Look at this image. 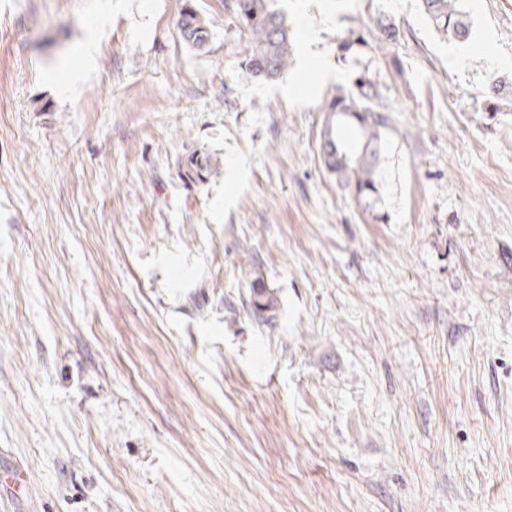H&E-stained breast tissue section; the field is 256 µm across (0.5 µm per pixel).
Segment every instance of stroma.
I'll use <instances>...</instances> for the list:
<instances>
[{"mask_svg": "<svg viewBox=\"0 0 512 512\" xmlns=\"http://www.w3.org/2000/svg\"><path fill=\"white\" fill-rule=\"evenodd\" d=\"M461 6L276 0L260 82L224 0H0V512H512V0ZM361 73L369 200L319 153ZM177 25L183 40L194 49L204 50L209 44L210 27L190 1L183 7ZM459 0H422L426 17L442 34L460 42L469 37V29L463 20L462 11L456 4ZM179 167L184 171L189 181L205 182L211 174L212 165L210 159L203 153L194 152L179 162Z\"/></svg>", "mask_w": 512, "mask_h": 512, "instance_id": "obj_1", "label": "stroma"}]
</instances>
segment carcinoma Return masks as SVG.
<instances>
[{
  "instance_id": "1",
  "label": "carcinoma",
  "mask_w": 512,
  "mask_h": 512,
  "mask_svg": "<svg viewBox=\"0 0 512 512\" xmlns=\"http://www.w3.org/2000/svg\"><path fill=\"white\" fill-rule=\"evenodd\" d=\"M459 0H422L426 17L445 36L463 42L469 29L458 9ZM231 19L246 38L245 67L255 79L271 81L288 68L291 35L283 16L272 8L271 0H225ZM178 28L183 40L196 50L210 41L206 19L187 0ZM321 158L327 170L351 190L364 198L376 192V167L381 151V131L388 118L374 102L369 79L359 76L350 90H341L322 106ZM185 177L205 182L211 174L210 159L194 152L179 162ZM253 306L263 314L276 310L274 296L264 288L252 287Z\"/></svg>"
}]
</instances>
